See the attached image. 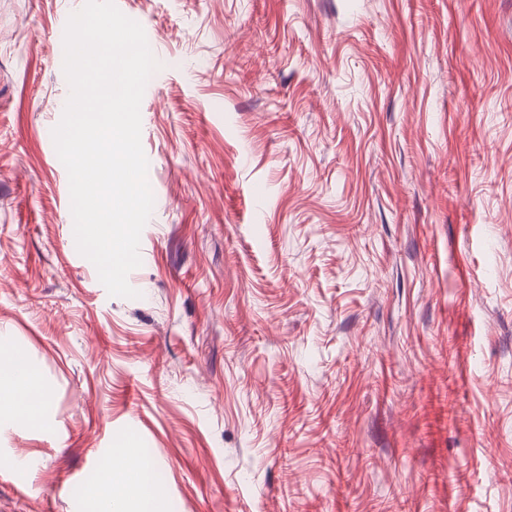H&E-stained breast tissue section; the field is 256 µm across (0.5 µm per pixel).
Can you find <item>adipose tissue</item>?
Wrapping results in <instances>:
<instances>
[{
    "instance_id": "adipose-tissue-1",
    "label": "adipose tissue",
    "mask_w": 512,
    "mask_h": 512,
    "mask_svg": "<svg viewBox=\"0 0 512 512\" xmlns=\"http://www.w3.org/2000/svg\"><path fill=\"white\" fill-rule=\"evenodd\" d=\"M30 369L15 357L0 358V411L28 423L39 420L40 405L28 386ZM155 464L139 456L106 472L95 495L100 512H164L152 481Z\"/></svg>"
}]
</instances>
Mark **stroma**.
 <instances>
[{
	"mask_svg": "<svg viewBox=\"0 0 512 512\" xmlns=\"http://www.w3.org/2000/svg\"><path fill=\"white\" fill-rule=\"evenodd\" d=\"M161 67L113 297L52 138L65 15L0 0V512H512V0H115ZM30 369L16 357L0 358V411H8L27 423H37L41 402L31 398ZM154 469V462L140 455L106 472L95 491L99 511L164 512L153 486Z\"/></svg>",
	"mask_w": 512,
	"mask_h": 512,
	"instance_id": "1",
	"label": "stroma"
}]
</instances>
